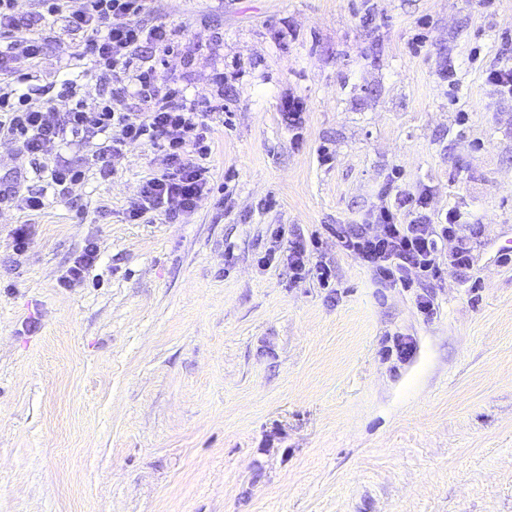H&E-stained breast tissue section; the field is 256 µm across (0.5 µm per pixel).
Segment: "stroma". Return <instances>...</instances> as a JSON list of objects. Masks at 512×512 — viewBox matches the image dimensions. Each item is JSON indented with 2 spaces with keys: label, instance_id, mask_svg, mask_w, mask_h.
<instances>
[{
  "label": "stroma",
  "instance_id": "1",
  "mask_svg": "<svg viewBox=\"0 0 512 512\" xmlns=\"http://www.w3.org/2000/svg\"><path fill=\"white\" fill-rule=\"evenodd\" d=\"M141 19L176 29L159 88L224 101L211 190L133 224L162 152L125 147L62 195L0 138V176L47 193L0 207V512H512V96L486 80L512 0H147ZM424 189L474 263L382 287L327 227ZM276 226L316 237L330 286L258 267ZM97 257V246L93 242L85 245L82 253L74 260L61 276V281L66 286L81 284L89 268L94 264Z\"/></svg>",
  "mask_w": 512,
  "mask_h": 512
}]
</instances>
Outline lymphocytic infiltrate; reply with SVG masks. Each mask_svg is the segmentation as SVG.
<instances>
[{
    "label": "lymphocytic infiltrate",
    "mask_w": 512,
    "mask_h": 512,
    "mask_svg": "<svg viewBox=\"0 0 512 512\" xmlns=\"http://www.w3.org/2000/svg\"><path fill=\"white\" fill-rule=\"evenodd\" d=\"M144 7L145 0H34L33 12L23 21L16 0H0V136L14 141L21 156L49 162L50 184L62 193L84 184L89 173L85 163L62 155L70 138L102 137L96 159L104 177L112 174L111 159L122 147L139 143L163 152L167 168L143 183L137 202L126 213L132 223L151 212L173 217L194 212L210 190L209 119L224 112L218 101L198 111L183 90L156 86L148 60L170 53L176 30L143 24ZM80 34L86 40L76 58L87 61L105 88L91 111L79 98L77 81L54 79L35 87L32 74L18 73L15 67L18 59L37 62L49 49L64 47L66 37ZM127 96L140 101V111L114 109V101ZM27 179L21 168L1 176L0 206L42 210L46 196L32 191ZM427 201V193H420L406 218L383 207L373 225L336 224L329 232L385 285L439 278L442 240L456 242L450 265L469 267L474 246L462 233L460 213L451 209L444 219L433 220ZM287 241L286 263L294 278L310 276L328 284L333 270L326 262L312 261L306 239Z\"/></svg>",
    "instance_id": "obj_1"
}]
</instances>
